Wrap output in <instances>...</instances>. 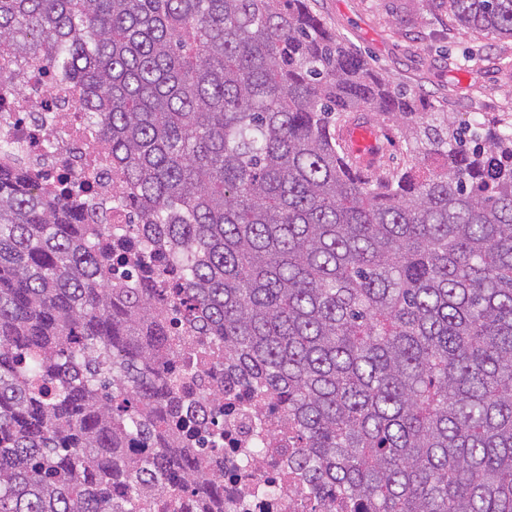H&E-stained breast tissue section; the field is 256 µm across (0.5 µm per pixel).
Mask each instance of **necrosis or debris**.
Instances as JSON below:
<instances>
[{"label": "necrosis or debris", "mask_w": 512, "mask_h": 512, "mask_svg": "<svg viewBox=\"0 0 512 512\" xmlns=\"http://www.w3.org/2000/svg\"><path fill=\"white\" fill-rule=\"evenodd\" d=\"M23 68L19 88L0 87V108L14 110L11 124L0 122V141L17 146L19 157L35 173L65 179L71 185L90 183L104 220H120L113 201L119 181L110 163L95 158L83 134L78 105L82 91L70 80L46 81L41 58L0 52V71ZM185 386L210 417L219 404L233 406L224 418V512H321L300 471L294 470L296 448L279 452L290 438L283 413L251 401L225 370L204 367L185 374Z\"/></svg>", "instance_id": "4bbe7bcc"}]
</instances>
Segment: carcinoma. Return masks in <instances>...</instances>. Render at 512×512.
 <instances>
[{"instance_id":"carcinoma-1","label":"carcinoma","mask_w":512,"mask_h":512,"mask_svg":"<svg viewBox=\"0 0 512 512\" xmlns=\"http://www.w3.org/2000/svg\"><path fill=\"white\" fill-rule=\"evenodd\" d=\"M427 6L512 39V0ZM1 44L79 78L131 221L0 158V512H224L178 332L282 408L321 501L512 512V121L419 106L309 0H0ZM361 110L395 130L367 173ZM354 123L366 125L371 129L373 122L370 120V112H357ZM362 126L352 127L347 131L346 137L351 144L353 150L360 156V164L363 166L369 165L374 156L371 152L374 143V138L371 131Z\"/></svg>"}]
</instances>
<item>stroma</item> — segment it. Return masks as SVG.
<instances>
[{
	"label": "stroma",
	"mask_w": 512,
	"mask_h": 512,
	"mask_svg": "<svg viewBox=\"0 0 512 512\" xmlns=\"http://www.w3.org/2000/svg\"><path fill=\"white\" fill-rule=\"evenodd\" d=\"M332 32L394 85L456 121L512 114V39L449 29L425 0H312Z\"/></svg>",
	"instance_id": "1"
}]
</instances>
